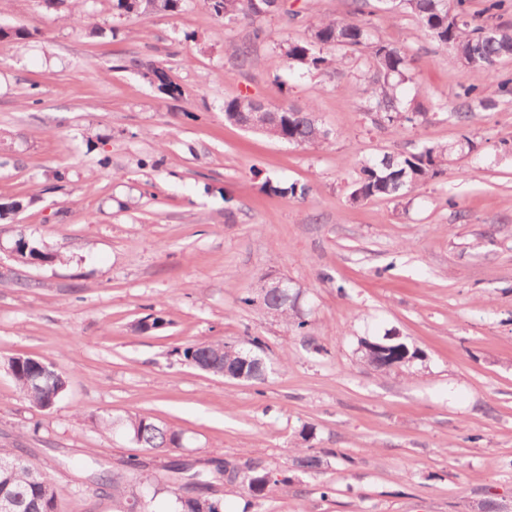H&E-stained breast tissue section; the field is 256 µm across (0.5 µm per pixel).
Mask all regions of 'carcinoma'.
I'll list each match as a JSON object with an SVG mask.
<instances>
[{
    "label": "carcinoma",
    "mask_w": 512,
    "mask_h": 512,
    "mask_svg": "<svg viewBox=\"0 0 512 512\" xmlns=\"http://www.w3.org/2000/svg\"><path fill=\"white\" fill-rule=\"evenodd\" d=\"M116 7L126 14L147 15L152 12H175L181 0H115ZM505 0H484L481 10L470 12L468 0H394V7L406 10L418 20L421 28L440 45H452L463 66L468 70L471 82L463 87L462 97L466 111L457 117L487 110L493 101L483 95V81L489 76L499 75V66L512 57V29L498 25V34L488 39L485 30L487 20L501 11ZM204 7L215 18L229 21L238 19L256 20L272 15L270 0H203ZM349 18L321 20L311 28L309 39L289 44L287 58L296 61L310 71H321L330 67L331 60L324 51L341 47L354 53L370 50L374 72L364 88L368 111L397 128H415L424 121L425 113L409 112L399 106L398 87L410 79L411 61L399 47L385 43H372L366 24L356 20L362 14L359 0ZM33 37L26 28L0 26V39H10L23 48ZM146 78L156 77L164 88L159 93L170 98L182 97L181 87L175 83L165 67L156 63L139 62ZM245 118L242 98L235 97L224 101V119L230 124H239ZM262 133L299 146L322 144L328 140L329 132L314 118L309 109L295 106L282 107L278 118L266 126ZM456 148L454 144H431L420 151L408 154H385L376 161L358 163V176L351 193L357 202L372 197H395L402 190L433 180L443 173L442 163L448 152ZM273 317L286 323L290 328L302 333L308 326L300 310L290 305L275 309ZM397 364H391L387 356H379L367 348V340L360 341V360L380 373H388L393 368H405L412 359L420 356L418 348L401 339L384 342ZM248 350L234 342L217 340L191 343L179 356L183 361L195 366L202 365L214 369L226 366L241 369ZM7 368L19 392L37 407L50 410L58 403L66 390L65 379L52 365L38 357L18 355L8 360ZM246 368V367H244ZM251 371V368H246ZM120 424L131 439L143 448H153L161 452L175 451L182 446V436L158 423L155 419L129 414L112 422H103L107 429L112 424ZM292 466L310 474L322 470L324 460L310 448L292 449ZM0 460L12 463L7 471H0V494L12 497L15 512H56L55 490L50 479L38 477L39 468L14 455L7 448H0ZM128 475L117 474L108 479L104 472L90 468L83 460L74 467L87 478L98 481L101 489L112 495L118 512H156L158 497L166 496L168 512H224V496L201 494L182 497L176 494L172 482L176 480L198 484L205 488L211 485L210 472L195 469L192 465L174 460L170 473L162 474L147 468L140 462L127 463ZM224 484L241 488L248 494L243 512H250L255 501L263 499L277 484L288 483V477L271 479L270 471L259 459L244 462L226 458L223 464Z\"/></svg>",
    "instance_id": "carcinoma-1"
}]
</instances>
